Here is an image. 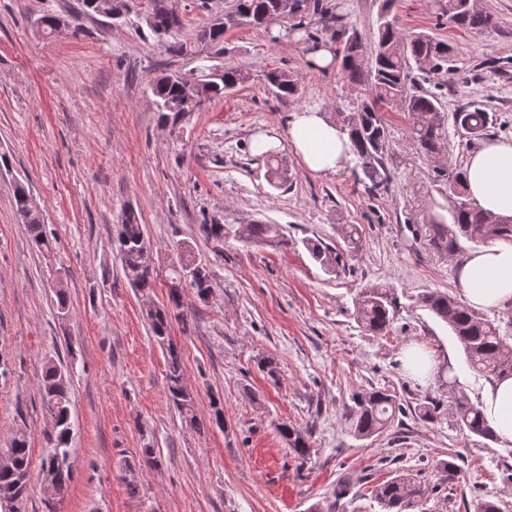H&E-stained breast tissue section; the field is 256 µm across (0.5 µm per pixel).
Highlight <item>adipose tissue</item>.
<instances>
[{"instance_id":"ef3b65f1","label":"adipose tissue","mask_w":512,"mask_h":512,"mask_svg":"<svg viewBox=\"0 0 512 512\" xmlns=\"http://www.w3.org/2000/svg\"><path fill=\"white\" fill-rule=\"evenodd\" d=\"M289 147L301 166L317 176L336 173L350 158L346 132L323 111L293 112L285 137L256 134L252 150L261 155ZM470 199L494 217H512V139L493 138L473 150L466 162ZM468 305L494 308L512 301V240L494 239L470 252L458 269ZM485 417L498 442L512 447V376L496 380L481 398Z\"/></svg>"}]
</instances>
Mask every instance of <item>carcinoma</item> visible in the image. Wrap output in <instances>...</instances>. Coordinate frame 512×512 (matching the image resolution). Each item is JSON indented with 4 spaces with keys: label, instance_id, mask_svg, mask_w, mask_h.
<instances>
[{
    "label": "carcinoma",
    "instance_id": "carcinoma-1",
    "mask_svg": "<svg viewBox=\"0 0 512 512\" xmlns=\"http://www.w3.org/2000/svg\"><path fill=\"white\" fill-rule=\"evenodd\" d=\"M394 0H380L376 19L373 47L366 49L358 33L350 29L336 31V49L340 70L345 81L364 91L357 111L343 116L342 128L348 134L351 150L370 185L378 191L388 184L385 152L388 127L383 109L394 103L402 106L411 120V134L419 152L429 159L444 156L448 144V118L436 95L415 86L419 76L438 71L448 64L453 48L426 32L403 33L393 14ZM82 12L117 21L135 15L146 25L157 45L166 52L208 59L221 53L224 43V24L216 18L195 31L188 41H173L174 33L182 28L179 0H81ZM437 15L462 29L485 30L492 26L491 14L465 7V0H436ZM325 17L328 8L319 6V0H235L232 14L236 25L268 29L274 24L287 23L292 30L306 32L313 38L305 19L311 14ZM269 90L281 103L299 98L300 87L284 68L265 75ZM248 81L242 71L225 67L220 72L212 67L197 72L171 71L159 76L152 85L156 112L164 123L177 124L186 112L184 102L188 91H193L200 103L224 97ZM456 127L465 131L471 140L490 135L492 124L489 113L480 109L463 110L452 114ZM435 177L448 183L456 195L454 210L456 224L448 229L444 224L434 228L432 245L450 250L456 239L464 237L472 242L486 243L493 239H512V218H496L470 206L466 200L464 171L450 166H435ZM14 206L21 223L26 225L34 247L40 253L53 250V239L45 230L43 215L33 210L28 187L17 182L13 191ZM204 241L218 249L224 240L234 236L253 243H285L278 225L243 224L237 227L217 222L198 225ZM116 242L123 271L137 291L147 295L157 286L158 274L154 265L153 246L146 238L138 213L129 208L122 213L116 225ZM305 248L312 259L324 268L346 267L340 252L322 242L307 240ZM177 261L171 264L167 276V300L147 309L149 328L156 342L166 352V386L174 407L189 427L199 430L204 423L195 413L194 393L186 390L184 362L181 347L171 336L172 321L184 317L185 301L182 289L195 291L198 300L209 299L214 288L211 269L206 261L195 256L187 242L176 244ZM419 302L445 323L463 348L468 365L479 375L496 380L512 375V338L501 333L500 326L483 312L473 309L460 299L442 291H428ZM402 303L395 288L374 285L361 289L354 302L353 316L365 330L386 334L397 321ZM40 392L52 412L54 434L51 448L44 454L40 469L44 480L54 485L57 492L65 491L72 479L69 444L72 436L70 420V371L52 359L45 361L40 380ZM457 424L471 435L493 441L495 436L485 420L481 403L471 402L466 395L453 396ZM209 423L224 428V401L212 397ZM400 403L386 389L359 392L349 414L350 428L359 439H370L390 427L400 413ZM278 431L288 448L301 462H306L312 447V434L290 424H282ZM10 465L0 468V487L15 488L10 498L0 500V512H25L31 469L27 433L18 431L10 441ZM435 473L450 483L462 479L461 468L453 457L433 465ZM381 512H426L427 489L408 475L400 474L378 485L374 493Z\"/></svg>",
    "mask_w": 512,
    "mask_h": 512
}]
</instances>
